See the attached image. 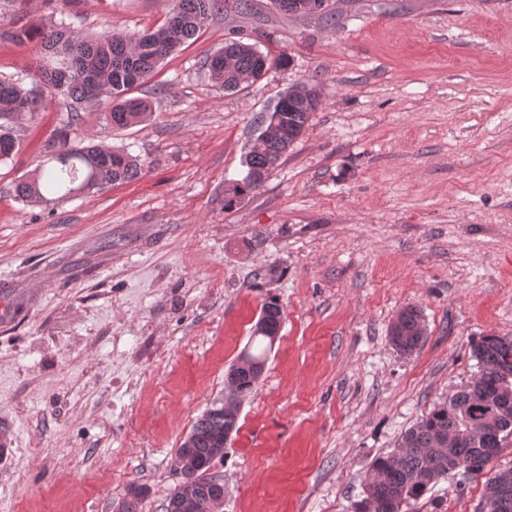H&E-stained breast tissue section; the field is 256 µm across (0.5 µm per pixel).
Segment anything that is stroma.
<instances>
[{
    "mask_svg": "<svg viewBox=\"0 0 512 512\" xmlns=\"http://www.w3.org/2000/svg\"><path fill=\"white\" fill-rule=\"evenodd\" d=\"M219 13L130 94L149 120L116 130L112 101L60 97L16 124L0 162V284L42 288L0 328V512H113L129 483L164 512L176 448L226 391L263 302L280 337L212 471L220 512H355L372 462L478 372L472 344L512 336V0H329L328 15L252 0ZM164 0H30L8 20L87 36L140 33ZM260 29L288 53L239 92L207 58ZM36 44L0 36V77ZM322 106L256 193L224 191L288 88ZM136 156L134 181L29 205L13 196L56 133ZM418 308L413 355L389 326ZM483 477L450 474L411 512H478Z\"/></svg>",
    "mask_w": 512,
    "mask_h": 512,
    "instance_id": "35a3bbf8",
    "label": "stroma"
}]
</instances>
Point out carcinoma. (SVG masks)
Segmentation results:
<instances>
[{
    "instance_id": "1",
    "label": "carcinoma",
    "mask_w": 512,
    "mask_h": 512,
    "mask_svg": "<svg viewBox=\"0 0 512 512\" xmlns=\"http://www.w3.org/2000/svg\"><path fill=\"white\" fill-rule=\"evenodd\" d=\"M286 14L307 16L308 0H274ZM251 10L250 0H168L164 22L142 34L129 36L108 31L94 39L52 23L24 24L5 35L18 41H35L42 58L30 67L28 82L0 79V160H7L16 146L13 123L32 116L50 103L38 92V80L53 81L56 68L69 71L62 95L76 100L112 98L106 120L114 128L141 123L151 112L150 104L127 92L144 81L167 57L194 38L217 12ZM287 54L260 51L244 38H230L207 59L211 81L226 92L255 83L272 69L288 65ZM321 106L316 87L302 84L288 90L262 122L260 132L244 164L246 174L225 189L224 207L258 191L288 156L301 137L312 114ZM46 167L19 181L15 197L26 203L48 205L47 194L101 189L135 180L141 164L128 153L96 144L70 141L67 134L54 137L47 147ZM264 331L253 333L250 344L266 341L255 353L247 350V361L235 362L226 374L232 381L222 400L213 401L196 419L175 452V466L183 480L165 503V512H183L188 489L197 498L196 512H218L224 502V483L210 472L224 456L221 441L237 431L238 406L252 393L271 348L270 336L281 327L282 315L276 299L261 309ZM389 338L402 355H412L423 343L425 328L419 309L400 310ZM478 373L447 401L436 405L401 436L397 448L378 457L364 480V497L356 512H405L428 488L452 473V465H470L468 477L480 475L490 462L488 449L501 448L512 439V336L488 335L473 346ZM145 497L142 485L131 483L118 501L117 512H139ZM483 500L488 512H512V469L485 476Z\"/></svg>"
}]
</instances>
